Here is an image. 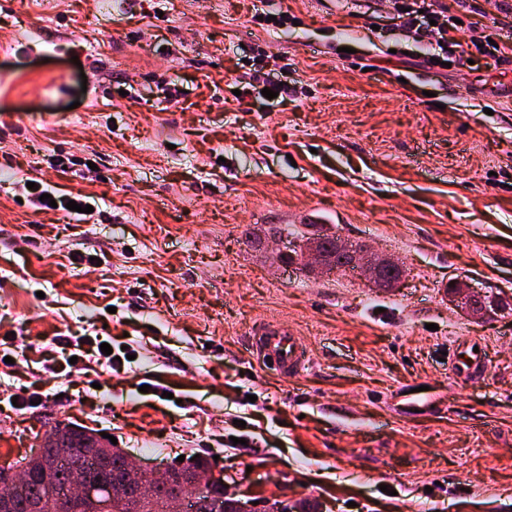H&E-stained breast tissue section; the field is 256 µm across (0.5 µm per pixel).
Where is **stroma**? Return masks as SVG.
Here are the masks:
<instances>
[{
  "label": "stroma",
  "mask_w": 512,
  "mask_h": 512,
  "mask_svg": "<svg viewBox=\"0 0 512 512\" xmlns=\"http://www.w3.org/2000/svg\"><path fill=\"white\" fill-rule=\"evenodd\" d=\"M501 4L454 9L512 36ZM280 7L296 23H252L268 0H0V467L74 423L147 466L200 458L244 501L512 512V311L470 320L445 292L512 297V55L429 66L390 0ZM28 179L97 212H37ZM284 228L404 277L282 264ZM267 324L304 369L257 360ZM59 336L120 359L45 370ZM460 336L477 380L440 359ZM344 247L351 257V266L360 271L368 280H374L381 265L391 263L399 267L403 265L385 255H379L365 244H351L344 242Z\"/></svg>",
  "instance_id": "obj_1"
}]
</instances>
